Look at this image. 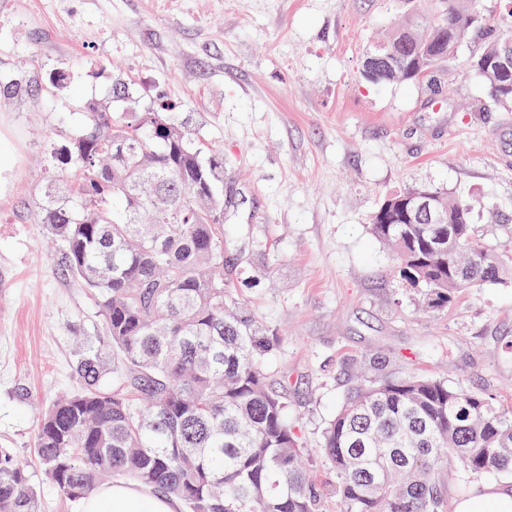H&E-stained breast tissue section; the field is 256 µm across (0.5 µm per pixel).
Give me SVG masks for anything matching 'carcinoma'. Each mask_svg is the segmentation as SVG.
Segmentation results:
<instances>
[{"label":"carcinoma","mask_w":512,"mask_h":512,"mask_svg":"<svg viewBox=\"0 0 512 512\" xmlns=\"http://www.w3.org/2000/svg\"><path fill=\"white\" fill-rule=\"evenodd\" d=\"M438 19L411 11L364 51H395L373 83L421 80L440 92L441 74L461 46L492 97L512 106L508 70L480 63L503 53L512 31L482 22L471 0H437ZM69 69L44 79L0 76V97L57 94ZM122 103L114 110L112 104ZM81 122L62 137L47 130L55 189L22 202L61 243V271L102 300L110 350L84 342L78 391L41 418L37 447L47 478L70 499L115 475L180 500L185 512H448L484 473L512 475V404L428 376L391 379L383 361L351 387L322 432L336 483L326 491L302 463L305 441L288 420L279 388L263 368L278 344L239 306L224 260V151L203 149L175 107L145 106L126 82L106 100L80 105ZM418 187L384 196L401 215ZM446 224L379 223L395 272L426 291L429 307L458 292L512 279L503 255L473 231L470 200L430 187ZM117 385L107 389V376ZM0 512H38L22 464L0 448Z\"/></svg>","instance_id":"cac0c4a2"}]
</instances>
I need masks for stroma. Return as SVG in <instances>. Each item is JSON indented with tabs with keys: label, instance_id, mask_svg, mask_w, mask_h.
Returning a JSON list of instances; mask_svg holds the SVG:
<instances>
[{
	"label": "stroma",
	"instance_id": "35a3bbf8",
	"mask_svg": "<svg viewBox=\"0 0 512 512\" xmlns=\"http://www.w3.org/2000/svg\"><path fill=\"white\" fill-rule=\"evenodd\" d=\"M404 0H0V74L66 65L65 93L0 100V448L25 467L39 512H81L44 474L37 418L78 388L83 338L109 340L93 291L64 276L60 246L16 211L50 189L43 131L71 128L79 100L113 79L162 96L224 149V255L236 295L281 339L266 360L288 379V418L322 486L321 430L373 356L392 377L428 374L512 392V280L422 303L368 224L384 193L433 185L474 203L487 244L512 258V110L470 66L465 44L444 89L380 87L361 74L370 40Z\"/></svg>",
	"mask_w": 512,
	"mask_h": 512
}]
</instances>
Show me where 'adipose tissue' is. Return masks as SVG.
<instances>
[{"label": "adipose tissue", "instance_id": "adipose-tissue-1", "mask_svg": "<svg viewBox=\"0 0 512 512\" xmlns=\"http://www.w3.org/2000/svg\"><path fill=\"white\" fill-rule=\"evenodd\" d=\"M82 512H177V502L139 484L112 482L88 494Z\"/></svg>", "mask_w": 512, "mask_h": 512}]
</instances>
